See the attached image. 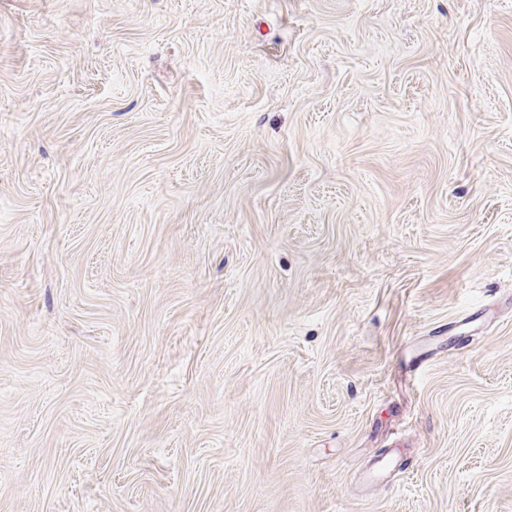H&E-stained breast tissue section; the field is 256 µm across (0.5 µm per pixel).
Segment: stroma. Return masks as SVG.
<instances>
[{
	"instance_id": "1",
	"label": "stroma",
	"mask_w": 512,
	"mask_h": 512,
	"mask_svg": "<svg viewBox=\"0 0 512 512\" xmlns=\"http://www.w3.org/2000/svg\"><path fill=\"white\" fill-rule=\"evenodd\" d=\"M0 512H512V0H0ZM400 465L393 453L384 458L377 459L367 473V478L373 482H387L391 477L395 476V472L399 471Z\"/></svg>"
}]
</instances>
